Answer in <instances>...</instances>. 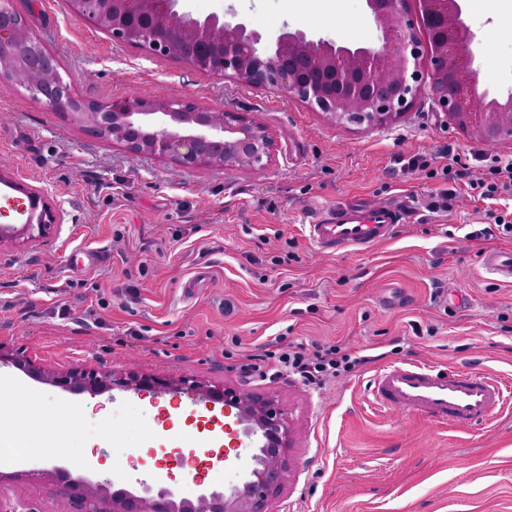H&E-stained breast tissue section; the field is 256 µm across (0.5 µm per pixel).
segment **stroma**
Listing matches in <instances>:
<instances>
[{
  "mask_svg": "<svg viewBox=\"0 0 512 512\" xmlns=\"http://www.w3.org/2000/svg\"><path fill=\"white\" fill-rule=\"evenodd\" d=\"M198 16L235 10L277 35L301 27L337 42H376L363 0H185ZM32 33L60 60L79 97L110 102L136 92L245 112L272 132L276 154L260 175L182 169L95 137L19 86H0V170L41 190L63 214L54 233L0 248V346L52 371H135L195 377L275 396L294 427L293 476L274 512H512V407L473 429L434 425L373 403L384 364L419 360L485 370L512 384V285L489 277L482 255L512 248L472 238L512 198L481 201L466 182L435 177L451 150L482 177L477 143L427 93L387 128L336 126L298 100L192 71L113 41L76 18L66 0H25ZM479 32L480 89L512 88V0L469 8ZM426 167L404 171L412 157ZM453 188L446 211L432 209ZM412 204L408 223L364 253L319 250L307 226L349 199ZM108 261L92 267V252ZM339 345L359 365L324 384L247 374L249 356L278 343ZM38 402L21 442L43 467L84 466L92 446L113 467L98 480L185 493L142 470L141 449L179 447L169 408L188 397L119 389L70 393L0 367V409ZM76 413L70 434L55 414Z\"/></svg>",
  "mask_w": 512,
  "mask_h": 512,
  "instance_id": "35a3bbf8",
  "label": "stroma"
}]
</instances>
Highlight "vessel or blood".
I'll use <instances>...</instances> for the list:
<instances>
[{
	"label": "vessel or blood",
	"instance_id": "obj_1",
	"mask_svg": "<svg viewBox=\"0 0 512 512\" xmlns=\"http://www.w3.org/2000/svg\"><path fill=\"white\" fill-rule=\"evenodd\" d=\"M401 198L379 204L343 202L329 209L325 219L308 227L310 240L320 249L366 252L391 237L406 218ZM484 269L505 283L512 282V249H492ZM374 403L383 410H400L433 424L472 428L492 421L512 404V386L487 372L457 371L410 361L379 369L370 384Z\"/></svg>",
	"mask_w": 512,
	"mask_h": 512
}]
</instances>
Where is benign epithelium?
<instances>
[{"instance_id": "7a95c632", "label": "benign epithelium", "mask_w": 512, "mask_h": 512, "mask_svg": "<svg viewBox=\"0 0 512 512\" xmlns=\"http://www.w3.org/2000/svg\"><path fill=\"white\" fill-rule=\"evenodd\" d=\"M71 12L112 38L147 52L182 60L192 70L220 75L252 87L275 90L324 114L336 125L385 128L397 123L423 88L457 130L487 146L512 138V93L487 98L474 84L473 46L478 34L466 20L465 0H364L374 19L378 44L315 38L284 26L265 37L230 9L195 17L185 0H68ZM427 36L421 42L416 25ZM56 56L29 34L13 0H0V85H20L19 73L32 79L30 91L46 105L65 111L74 124L100 138L120 143L137 156L165 157L185 169L218 168L228 174H260L272 163L274 139L268 128L242 112L199 107L179 99L136 93L121 101L99 103L75 96L60 73ZM0 183L23 193L28 203L4 199L17 224L0 225V247L48 237L61 214L44 196L0 174ZM10 364L53 386L72 391L153 390L186 394L195 402L221 403L224 417L259 437L257 467L242 486L230 491L200 483L186 500L166 487L142 482L120 494L111 481L64 479L59 466L36 479L53 486L64 512H271L270 502L287 485L294 429L277 400L245 387L215 385L194 378L110 371L50 372L24 356L0 350V365ZM31 475L0 474V512H40L3 491Z\"/></svg>"}]
</instances>
